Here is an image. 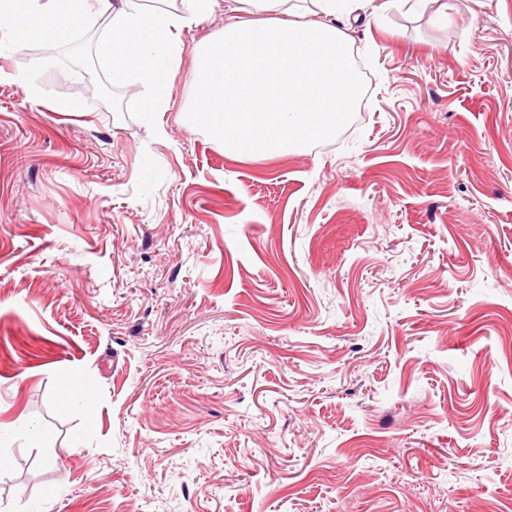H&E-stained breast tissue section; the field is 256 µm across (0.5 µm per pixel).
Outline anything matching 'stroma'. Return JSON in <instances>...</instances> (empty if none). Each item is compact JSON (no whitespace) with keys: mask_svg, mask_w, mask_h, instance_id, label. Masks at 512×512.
Wrapping results in <instances>:
<instances>
[{"mask_svg":"<svg viewBox=\"0 0 512 512\" xmlns=\"http://www.w3.org/2000/svg\"><path fill=\"white\" fill-rule=\"evenodd\" d=\"M381 2L363 111L266 158L190 122L226 8L152 124L105 19L0 53V512H512V0Z\"/></svg>","mask_w":512,"mask_h":512,"instance_id":"35a3bbf8","label":"stroma"}]
</instances>
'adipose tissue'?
Masks as SVG:
<instances>
[{"label":"adipose tissue","instance_id":"adipose-tissue-1","mask_svg":"<svg viewBox=\"0 0 512 512\" xmlns=\"http://www.w3.org/2000/svg\"><path fill=\"white\" fill-rule=\"evenodd\" d=\"M265 14L262 22L228 24L200 54L197 105L192 120L216 129L226 150L254 157L335 133L353 112L359 85L348 36L329 17L336 0H243ZM0 0V53L29 41L58 42L91 15H106L103 43L113 85L140 79L147 88L139 108L153 120L167 105L179 71L182 31L207 19L219 0ZM315 7L326 22L305 20ZM289 20H282L281 11Z\"/></svg>","mask_w":512,"mask_h":512}]
</instances>
